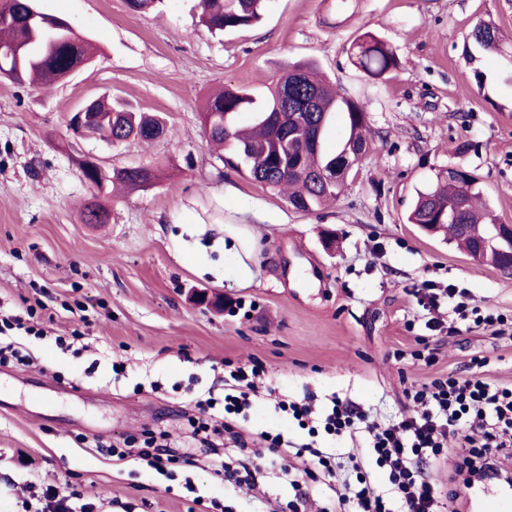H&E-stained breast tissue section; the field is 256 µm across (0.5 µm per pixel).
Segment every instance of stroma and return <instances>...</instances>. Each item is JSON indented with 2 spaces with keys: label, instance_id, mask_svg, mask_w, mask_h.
<instances>
[{
  "label": "stroma",
  "instance_id": "35a3bbf8",
  "mask_svg": "<svg viewBox=\"0 0 512 512\" xmlns=\"http://www.w3.org/2000/svg\"><path fill=\"white\" fill-rule=\"evenodd\" d=\"M198 4L159 0L136 13L127 0H36L96 44L94 60L46 92L0 79V318L37 303L43 330L19 339L30 364L0 365V512H42L49 487L81 491L89 512H289L295 491L275 466L246 491L213 474L207 448L159 470L108 452L140 447L150 431L186 440V401L223 397L228 358L262 363L272 386L242 427L298 444L308 434L277 400L335 393L384 424L405 411V387L468 375L476 355L489 358V380L512 385V338L427 336L406 294L453 283L512 316V276L407 221L417 191L460 165L512 224V0H357L341 22L334 0H267L255 26L224 34L197 27ZM480 24L500 50L469 51ZM367 31L400 59L379 85L350 62ZM306 59L360 94L372 130L343 192L313 212L225 169L199 118L214 90L264 95L286 63ZM106 92L163 117L165 136H73L69 113ZM83 155L109 170L155 166L160 178L105 198L110 220L95 227L81 220L93 199L75 163ZM181 224L212 236L247 225L259 250L252 284L199 275L191 254L176 260ZM193 289L239 309L194 304ZM422 335L434 363L392 358Z\"/></svg>",
  "mask_w": 512,
  "mask_h": 512
}]
</instances>
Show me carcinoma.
I'll list each match as a JSON object with an SVG mask.
<instances>
[{"label": "carcinoma", "instance_id": "cac0c4a2", "mask_svg": "<svg viewBox=\"0 0 512 512\" xmlns=\"http://www.w3.org/2000/svg\"><path fill=\"white\" fill-rule=\"evenodd\" d=\"M265 0H200L198 25L211 32H234L251 27L261 16ZM10 15L0 21V75L32 87L47 89L64 81L79 62H87L95 49L77 56L73 52L76 31L63 19L41 13L30 14L29 0H3ZM351 61L373 80L385 81L400 66L393 46L372 32H365L352 46ZM243 114L248 125L239 124ZM343 119V134L336 148L325 141L336 115ZM201 124L208 142L219 149L224 166L263 187L283 194L297 210L310 212L336 199L348 172L342 170L325 181L318 174L350 159L359 161L369 149V119L363 103L332 87L312 61L287 66L264 99L248 89L227 85L208 98ZM302 123L307 136L285 140L283 128ZM165 127L153 114L134 111L126 102L103 98L92 120L77 135H91L105 142L129 137L149 141ZM86 182L97 187L99 196L108 188H146L157 179L155 170L130 167L112 170L103 178L90 166L83 170ZM478 180L461 168L454 176L437 175L435 186L417 192L408 223L422 229L430 226L447 234L466 252L495 231L492 211L479 207Z\"/></svg>", "mask_w": 512, "mask_h": 512}]
</instances>
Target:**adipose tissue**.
<instances>
[{"instance_id": "1", "label": "adipose tissue", "mask_w": 512, "mask_h": 512, "mask_svg": "<svg viewBox=\"0 0 512 512\" xmlns=\"http://www.w3.org/2000/svg\"><path fill=\"white\" fill-rule=\"evenodd\" d=\"M223 234L213 241L210 247H198L195 255L200 271L214 270V255L232 259V277L241 287L249 286L254 278L257 253L253 236L239 224H227L222 228Z\"/></svg>"}]
</instances>
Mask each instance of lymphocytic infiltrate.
<instances>
[{
    "label": "lymphocytic infiltrate",
    "mask_w": 512,
    "mask_h": 512,
    "mask_svg": "<svg viewBox=\"0 0 512 512\" xmlns=\"http://www.w3.org/2000/svg\"><path fill=\"white\" fill-rule=\"evenodd\" d=\"M409 294L424 312L426 328L433 332L444 331L441 311L445 308L469 329L483 326L501 334L511 322L451 283L442 286L425 281L413 286ZM488 364L487 357L475 356L469 362L470 375L451 373L408 389L405 396L413 412L385 426L370 421L360 407L336 396L320 412L308 401H284L280 407L312 436L322 432L336 440L367 434L365 455L352 453L347 457L355 480L345 483L338 497L352 512H449L459 497L458 488L441 489L422 471L423 464L446 451L449 440L458 443L455 473L462 476L466 489L481 484L491 470L504 472L512 467V386L489 381L484 374ZM263 375V368L256 365L231 367V386L224 395L221 418H214L212 401H195L198 415L190 420L192 441L214 449L227 443L247 448L248 440L238 420L248 409L250 396ZM259 439L261 447L255 450V458L268 453L283 462L292 459L317 466L327 478L336 476L332 455L314 444L291 448L281 436L267 432ZM368 458L386 476L387 490H379L366 472L364 461Z\"/></svg>",
    "instance_id": "obj_1"
}]
</instances>
